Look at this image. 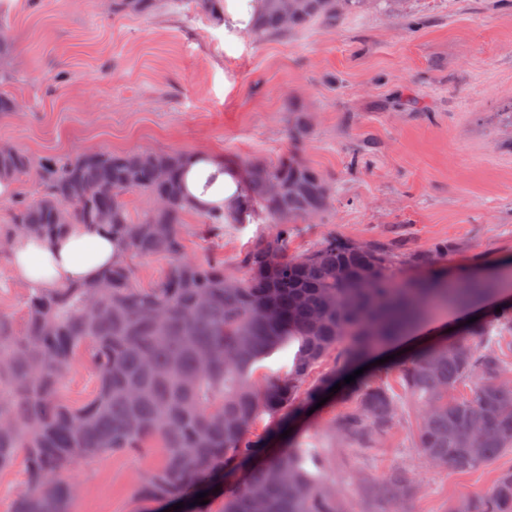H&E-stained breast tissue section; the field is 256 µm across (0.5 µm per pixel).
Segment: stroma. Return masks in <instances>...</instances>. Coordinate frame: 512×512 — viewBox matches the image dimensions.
I'll return each mask as SVG.
<instances>
[{
    "label": "stroma",
    "instance_id": "stroma-1",
    "mask_svg": "<svg viewBox=\"0 0 512 512\" xmlns=\"http://www.w3.org/2000/svg\"><path fill=\"white\" fill-rule=\"evenodd\" d=\"M13 50L0 90L18 108L0 120V145L36 161L93 150L183 151L272 161L297 153L333 191L329 208L296 225L290 253L327 236L376 240L432 256L453 278L512 266V0H371L335 25L255 41L249 28L197 13L194 0L148 16H119L112 0H0ZM310 128L293 141L291 126ZM186 252L233 266L270 224L200 234L186 216ZM448 251L432 255L436 243ZM26 284L0 256V312L23 326ZM398 363L371 365L402 415L373 448L325 434L347 410L339 395L308 416L305 447L329 456L341 512H451L512 469V449L465 472L426 461L414 442L416 405ZM159 449L78 463L65 476L69 512H160L136 499ZM413 487L389 500L392 472Z\"/></svg>",
    "mask_w": 512,
    "mask_h": 512
}]
</instances>
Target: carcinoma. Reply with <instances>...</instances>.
Wrapping results in <instances>:
<instances>
[{"label": "carcinoma", "instance_id": "carcinoma-1", "mask_svg": "<svg viewBox=\"0 0 512 512\" xmlns=\"http://www.w3.org/2000/svg\"><path fill=\"white\" fill-rule=\"evenodd\" d=\"M160 2L112 0V12L149 15ZM290 2L287 26L280 0H260L252 32L267 38L332 25L337 11L357 12L368 0ZM203 160L178 151H91L37 166L22 149L0 151L3 176L14 183L32 174L41 192L35 202H16L11 223L0 225V243L100 224L122 252L93 282L28 291L23 330L0 315V418L9 420L0 428V471L22 450L28 471L11 512H68L73 489L62 473L70 466L155 443L163 460L138 483L144 502L211 512L194 503L206 492L209 501L223 500L222 512H340L335 487L321 477L327 457L303 448L296 433L309 407L372 349L435 312L489 298L494 302L477 321L418 350L399 376L419 408L416 447L431 463L468 471L512 448V367L482 349L492 331L512 330V301L497 300L499 281L450 282L436 270L400 283L396 266L426 259L379 241L326 237L291 256L293 225L330 204L322 175L294 152L275 161L229 159L224 174L236 191L222 204H202L188 191L187 176ZM131 192L148 196L151 206L131 211ZM190 212L207 236H220L226 224H274L277 232L240 254L236 275L220 259L186 255ZM132 256L164 260L161 280L137 285ZM287 347L288 370L258 382L256 365ZM84 354L97 370L96 387L76 404L64 396V377ZM467 380L470 396L449 397ZM343 400L352 406L334 421L331 436L358 448L375 447L397 422L399 404L379 379L350 385ZM262 413L273 423L253 436ZM377 493L396 500L412 486L394 472ZM453 512H512V471Z\"/></svg>", "mask_w": 512, "mask_h": 512}]
</instances>
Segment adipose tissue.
Listing matches in <instances>:
<instances>
[{"label": "adipose tissue", "instance_id": "adipose-tissue-1", "mask_svg": "<svg viewBox=\"0 0 512 512\" xmlns=\"http://www.w3.org/2000/svg\"><path fill=\"white\" fill-rule=\"evenodd\" d=\"M224 165L216 159L193 166L189 189L207 202H221L233 194L231 178L223 175ZM216 174L217 181L203 189V178ZM11 274L14 279L38 289L97 279L121 258L120 248L111 232L94 224H72L67 231L51 239L22 235L9 246Z\"/></svg>", "mask_w": 512, "mask_h": 512}]
</instances>
